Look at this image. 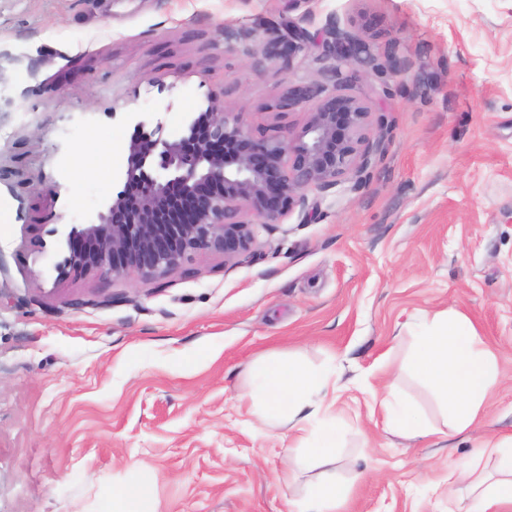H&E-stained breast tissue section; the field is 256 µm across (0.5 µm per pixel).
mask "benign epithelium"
I'll list each match as a JSON object with an SVG mask.
<instances>
[{"mask_svg": "<svg viewBox=\"0 0 512 512\" xmlns=\"http://www.w3.org/2000/svg\"><path fill=\"white\" fill-rule=\"evenodd\" d=\"M320 35L340 62L374 61L366 43L334 20ZM256 36L271 63L290 60L306 40L297 29L286 38L269 28ZM279 107L307 110L298 133L259 141L241 113L217 99L176 141L141 132L128 149L125 191L99 222L70 229L59 274L155 278L200 250L234 260L252 250L255 225L281 223L305 206V189L333 186L350 173L360 177L381 152L383 136L371 138L370 106L341 89L320 96L309 84L290 82ZM150 158L158 159L155 175L145 170Z\"/></svg>", "mask_w": 512, "mask_h": 512, "instance_id": "1", "label": "benign epithelium"}]
</instances>
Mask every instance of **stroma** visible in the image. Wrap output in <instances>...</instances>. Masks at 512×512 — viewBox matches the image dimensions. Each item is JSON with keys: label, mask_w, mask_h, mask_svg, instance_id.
<instances>
[{"label": "stroma", "mask_w": 512, "mask_h": 512, "mask_svg": "<svg viewBox=\"0 0 512 512\" xmlns=\"http://www.w3.org/2000/svg\"><path fill=\"white\" fill-rule=\"evenodd\" d=\"M330 18L399 74L335 71ZM266 27L309 40L273 64ZM340 74L386 129L363 178L307 189L230 262L58 275L65 225L123 191L138 131L178 140L215 97L280 137L307 118L277 109L287 83ZM451 308L497 384L479 424L414 441L386 402L444 428L405 361L423 318ZM265 354L335 372L322 414L345 512H466L449 466L512 433V0H0V512H110L124 487L157 512H288L316 471L243 398Z\"/></svg>", "instance_id": "35a3bbf8"}]
</instances>
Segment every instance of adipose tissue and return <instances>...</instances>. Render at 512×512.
<instances>
[{"mask_svg":"<svg viewBox=\"0 0 512 512\" xmlns=\"http://www.w3.org/2000/svg\"><path fill=\"white\" fill-rule=\"evenodd\" d=\"M408 361L448 411L450 431L460 433L477 423L495 385V363L463 312L436 314L432 327L417 336ZM250 379L261 420L273 429L288 427L298 443H307L308 425L323 408L328 379L278 355L260 359ZM333 441L326 436L317 449L320 472L301 499L289 500L288 512H339L342 499L329 452ZM448 481L466 483L470 512H512V435L489 436L467 466L449 473Z\"/></svg>","mask_w":512,"mask_h":512,"instance_id":"1","label":"adipose tissue"}]
</instances>
